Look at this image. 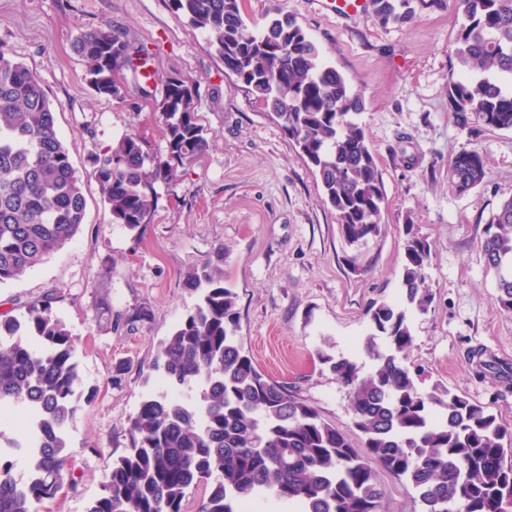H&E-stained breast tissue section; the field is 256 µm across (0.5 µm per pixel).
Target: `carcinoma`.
<instances>
[{
	"instance_id": "1",
	"label": "carcinoma",
	"mask_w": 512,
	"mask_h": 512,
	"mask_svg": "<svg viewBox=\"0 0 512 512\" xmlns=\"http://www.w3.org/2000/svg\"><path fill=\"white\" fill-rule=\"evenodd\" d=\"M186 23L207 35L216 56L235 65L236 82L272 113L318 178L323 202L349 243L380 232L384 190L364 129L356 121L361 93L324 60L319 46L279 9L251 28L242 0H169ZM445 0H369L375 20L403 25ZM461 14L446 84L459 126L512 130V0H453ZM81 80L95 94L122 100L117 71L144 44L109 25L80 31L73 42ZM155 102L165 153L122 135L93 161L112 223L139 231L157 208L153 182L174 185L176 168L210 148L197 112V85L180 71L155 87L139 86ZM477 150L448 165L458 195L484 183ZM84 184L73 167L42 82L0 42V284L35 268L84 224ZM480 248L495 274V304L512 312V198L489 217ZM427 240L411 235L404 248L401 296L373 302L364 376L351 358L321 355L349 388L353 444L297 392L265 375L243 347L236 293L224 269L205 265L187 276L197 295L191 313L158 345L154 371L166 393L145 395L129 419L131 446L112 460L101 495L86 512H186L192 490L209 487L198 512H246L264 498L280 512H381L382 485L371 463L403 479L423 512H497L512 504V425L489 407L434 386L426 392L403 354L412 345L409 317L432 303L422 288L430 260ZM54 299L0 313V418L26 410V433L0 445V512H41L70 473L69 431L79 410L78 342L56 313ZM194 390L186 400L181 388ZM27 454L28 475H13V452Z\"/></svg>"
}]
</instances>
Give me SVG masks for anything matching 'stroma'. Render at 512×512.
<instances>
[{
  "label": "stroma",
  "instance_id": "35a3bbf8",
  "mask_svg": "<svg viewBox=\"0 0 512 512\" xmlns=\"http://www.w3.org/2000/svg\"><path fill=\"white\" fill-rule=\"evenodd\" d=\"M248 25L272 7L295 16L325 59L364 98L358 122L381 173L379 235L347 244L317 180L267 110L224 73L206 37L169 0H0V42L40 77L61 140L84 182L79 233L33 271L0 285V312L53 296L80 340V409L69 433L72 484L51 512H85L113 458L130 445L127 421L149 389L160 340L197 303L186 278L222 264L237 295L244 348L267 376L288 383L352 442L350 391L320 352L371 361L360 345L367 306L400 296L407 228L427 239V312L411 317L408 364L417 386L433 385L487 405L512 424V312L494 303L495 280L479 248L490 212L512 197V130L464 131L448 109L446 80L461 17L454 5L422 11L406 25L371 13L343 18L319 0H243ZM102 24L145 43L153 78L179 70L198 83V112L213 139L178 168L176 188L155 182L157 210L140 234L112 223L93 159L123 134L164 149L162 123L134 82L119 101L81 80L72 49L79 31ZM487 158L485 182L468 194L448 183L462 150ZM125 317L117 325V317ZM123 364L121 385L111 382Z\"/></svg>",
  "mask_w": 512,
  "mask_h": 512
}]
</instances>
